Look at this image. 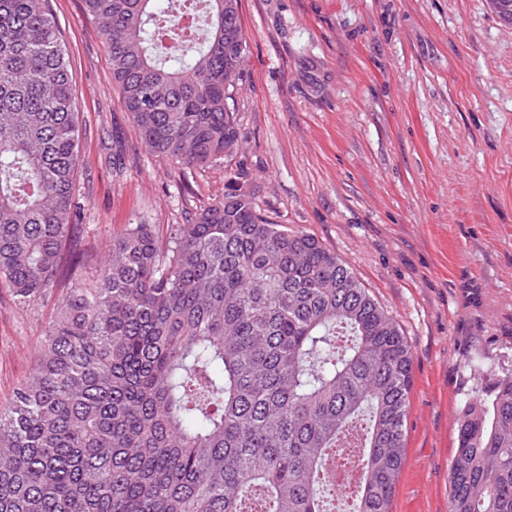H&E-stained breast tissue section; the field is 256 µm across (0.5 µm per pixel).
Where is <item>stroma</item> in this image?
<instances>
[{
	"mask_svg": "<svg viewBox=\"0 0 512 512\" xmlns=\"http://www.w3.org/2000/svg\"><path fill=\"white\" fill-rule=\"evenodd\" d=\"M50 7L79 106L77 278L125 225L166 239L244 168L262 213L335 252L400 325L413 389L391 512H448L462 401L512 372V25L486 0H241V148L182 171L142 146L84 0ZM53 311L0 280L1 409Z\"/></svg>",
	"mask_w": 512,
	"mask_h": 512,
	"instance_id": "1",
	"label": "stroma"
}]
</instances>
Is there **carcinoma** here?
I'll return each mask as SVG.
<instances>
[{"label": "carcinoma", "instance_id": "carcinoma-1", "mask_svg": "<svg viewBox=\"0 0 512 512\" xmlns=\"http://www.w3.org/2000/svg\"><path fill=\"white\" fill-rule=\"evenodd\" d=\"M85 6L144 146L180 170L223 161L241 138V0ZM78 165L49 0H0V278L23 303L61 290L0 411V512H333L320 473L345 448L348 512H391L413 352L346 264L266 218L239 167L165 243L128 224L95 284L63 288ZM449 486L448 512H512V374L465 400Z\"/></svg>", "mask_w": 512, "mask_h": 512}]
</instances>
